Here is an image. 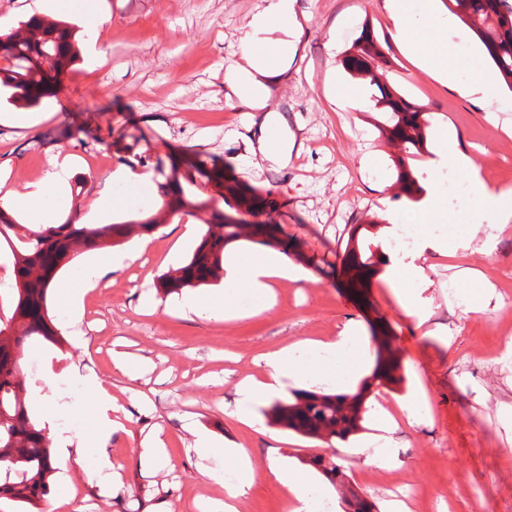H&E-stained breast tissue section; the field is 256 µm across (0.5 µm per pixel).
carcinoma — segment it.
Instances as JSON below:
<instances>
[{
	"label": "carcinoma",
	"mask_w": 512,
	"mask_h": 512,
	"mask_svg": "<svg viewBox=\"0 0 512 512\" xmlns=\"http://www.w3.org/2000/svg\"><path fill=\"white\" fill-rule=\"evenodd\" d=\"M448 10L463 21L485 48L492 64L512 91V0H445ZM75 25L69 22L46 23L31 17L18 27L0 33V98L15 106L37 107L61 83V78L78 61ZM342 64L358 77L380 90L375 107L384 114L379 131L398 142L403 155L395 161L397 197L414 199L421 190L409 159L425 150L427 123L420 107L387 85L388 60L374 35L365 27L345 51ZM154 178L163 196L162 209L189 215L194 209L211 208L212 220L222 228L219 234L202 235L187 263L163 274L157 288L166 294L215 283L224 275V248L241 240L240 223L210 207L198 197L197 179L224 181V165L208 163L199 156L183 153L156 155L152 161ZM236 211L253 212L266 198L250 187L230 189ZM152 235L159 225L151 219L119 224H78L72 217L61 224H46L39 231L19 223L0 209V252L14 260L11 315L0 324V500L11 501L26 512L39 508L50 491V478L56 467L45 431L46 423L37 420L32 408L21 398L23 391L14 368V351L25 345L61 348L60 332L49 315L47 296L58 274L77 257L76 248L86 251L107 244L120 245L131 229ZM379 224L372 215L343 230L341 267L354 270L348 280L353 289L367 288L374 275V261L365 254V240L375 235ZM276 224L251 225V239L268 246L292 250L295 242H284ZM375 365L348 394L324 390H296L291 396L274 400L265 417L301 437L323 442L341 441L361 429L365 403L378 387L402 381L401 360L391 348L385 331L373 332ZM333 486L349 482V476L334 454H314L304 459ZM343 512H377L376 503L362 492L342 501Z\"/></svg>",
	"instance_id": "carcinoma-1"
}]
</instances>
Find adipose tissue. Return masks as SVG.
<instances>
[{
	"label": "adipose tissue",
	"instance_id": "ef3b65f1",
	"mask_svg": "<svg viewBox=\"0 0 512 512\" xmlns=\"http://www.w3.org/2000/svg\"><path fill=\"white\" fill-rule=\"evenodd\" d=\"M431 2L421 0L417 13L412 15L403 0H385L393 23L392 36L417 68L436 76L442 83H452L456 80L455 49L447 39V23L435 18ZM310 20L311 13L300 0H262L257 12L240 28L238 56L224 71V104L246 114L248 124L254 130L247 147L254 163L271 162L282 167L288 164L287 148L275 149L269 143V103L275 88L287 78L288 58L291 53L297 52ZM268 48L275 50V60L265 57L264 51ZM429 163L435 168L452 165L468 170L473 197L479 210L490 221V234L498 235L505 231L506 220L496 213V189L480 179L471 160L460 153L454 137L440 132L435 155ZM65 178L66 172L61 169L36 189L9 191L0 196V208L8 211L17 206L36 205L40 208L41 221H48L51 201ZM450 246L447 238L427 231L415 240L411 249L389 257L393 287L403 313L417 324H424L431 317L429 301L423 296L427 288L424 263L428 256L447 254ZM290 265L288 255L272 253L263 245L257 246L248 264L229 260L224 267L228 291L211 302L210 313L216 317L226 314L238 288L246 287L254 293H264L268 288V278L287 276ZM317 348L339 361L337 384L341 387L367 363L372 354L370 346L349 327L335 339L318 342ZM265 363L267 381H249L239 387L235 408L237 415L248 414L260 397L276 394L287 382L298 381L301 376L291 348L284 347L267 353Z\"/></svg>",
	"mask_w": 512,
	"mask_h": 512
}]
</instances>
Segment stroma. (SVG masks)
Returning a JSON list of instances; mask_svg holds the SVG:
<instances>
[{
    "label": "stroma",
    "mask_w": 512,
    "mask_h": 512,
    "mask_svg": "<svg viewBox=\"0 0 512 512\" xmlns=\"http://www.w3.org/2000/svg\"><path fill=\"white\" fill-rule=\"evenodd\" d=\"M259 0H92V14L56 0L46 22L75 23L79 38L100 30L97 61L81 59L42 104L27 109L31 126L13 123V105L0 104V194L22 190L44 179L56 163L68 160L64 190L54 202L57 220L85 213L94 205L112 172L126 168L151 176V159L166 152L189 151L224 165V183L202 193L223 203L231 184L248 185L269 195L273 206L245 223L277 224L283 237L296 239L293 257L303 277L271 280L255 294L241 289L232 311L216 318L207 311L183 314L181 297L207 300L223 283L158 292L168 270L191 256L210 219L209 212L184 218L147 202V215L159 229L150 240L135 235L123 244L137 258L122 269L85 282L84 265L112 254V247L82 253L64 269L48 294V308L65 343L47 353L28 346L19 357L23 380L35 403L54 404L50 423L67 418L76 447L87 449L106 423H113L111 461L117 467L111 494H102L91 474L99 460L84 462L56 452L57 470L45 512H224L214 491V473H229L222 447L245 449L253 480L236 501L238 512H293L295 501L269 473L270 453L290 464L300 456L328 453L310 440L268 423L254 408L252 420L234 415L236 390L261 379L268 352L291 347L299 363L302 388L334 387L332 363L315 342L338 335L346 326L369 335V320L388 327L402 359V385L375 390L379 406L397 421L398 443L391 466L392 486L377 484L378 468L366 455L385 452L372 416L350 436L340 453L351 484L371 497L379 512L391 502H413L418 512H512V328L501 310L512 290L494 287L512 278V231L467 250L429 258L433 320L452 329L454 341L426 336L401 310L385 276L387 264L377 234L376 276L360 311L341 292V232L364 212L385 217L396 212L401 223L428 227L407 199L393 196V148L377 128L376 109L356 112L344 104V89L354 79L344 70V51L370 28L385 40L390 85L421 107L428 135L445 128L479 169L485 183L512 189V91L489 84L485 96L467 97L461 85L494 66L475 34L455 23L450 38L457 49L459 85L452 88L419 71L391 38L392 23L383 0H313V17L288 79L273 93L272 107L295 141L287 167H254L244 151L248 135L240 113L224 105V69L239 50V32ZM60 125L77 128L75 137L45 142ZM138 133L133 151L127 136ZM492 285L487 308L468 311L470 276ZM75 299L65 302L61 289ZM112 396L108 412L97 411V386ZM421 404L418 423L407 425L401 400ZM206 435L216 454L195 443ZM158 438L164 459L141 465L146 439Z\"/></svg>",
    "instance_id": "1"
}]
</instances>
